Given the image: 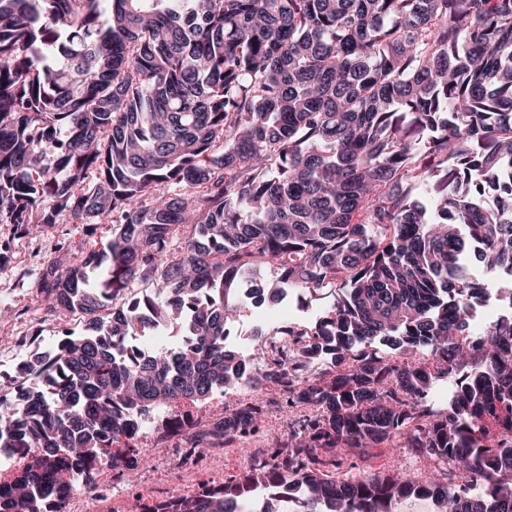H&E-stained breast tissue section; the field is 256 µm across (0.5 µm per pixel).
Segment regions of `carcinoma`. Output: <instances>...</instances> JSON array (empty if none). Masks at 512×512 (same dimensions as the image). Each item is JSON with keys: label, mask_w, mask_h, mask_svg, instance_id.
<instances>
[{"label": "carcinoma", "mask_w": 512, "mask_h": 512, "mask_svg": "<svg viewBox=\"0 0 512 512\" xmlns=\"http://www.w3.org/2000/svg\"><path fill=\"white\" fill-rule=\"evenodd\" d=\"M66 215L112 238L39 270L47 316L87 322L9 380L24 407L0 404V452L17 457L0 512H63L74 486L96 499L100 467L143 461L158 409L267 383L315 412L179 512H236L257 485L301 487L305 512L420 495L512 512V316L463 341L485 288L458 267L473 253L512 272V0H0V224L28 236ZM267 263L259 300L340 292L306 350L260 364L228 326ZM158 323L187 339L145 355L130 338ZM417 351L457 379L446 412L425 404ZM265 409L244 401L209 427L176 411L155 433L194 439L196 461ZM387 443L451 470L323 471Z\"/></svg>", "instance_id": "obj_1"}]
</instances>
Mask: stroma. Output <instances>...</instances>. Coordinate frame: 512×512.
I'll return each instance as SVG.
<instances>
[{
    "label": "stroma",
    "instance_id": "obj_1",
    "mask_svg": "<svg viewBox=\"0 0 512 512\" xmlns=\"http://www.w3.org/2000/svg\"><path fill=\"white\" fill-rule=\"evenodd\" d=\"M112 235V227L98 224L86 227L71 223L69 218L36 236L16 234L12 225L0 224V239L9 241L13 260L0 266V308H19V316L11 321H0V356L23 351L31 352L27 338L32 329H41L43 335L59 327L60 321L46 317V303L38 294L37 273L41 262L57 256L80 257L99 249ZM263 398L267 404L260 432L251 438L225 445L197 470L199 482L219 485L238 476L247 462L264 449L272 447L277 438L287 433L292 415L281 403L279 387L266 389ZM140 445L146 455L140 466L124 475L112 478V507L114 512H127L134 497L144 500L162 499L172 494L181 476L177 459L180 451L170 445L157 443L154 433L141 435ZM385 472L400 470L415 478L430 476L435 465L427 458H415L400 448L385 446L368 449L367 453L343 461L329 468V475L348 478L363 471Z\"/></svg>",
    "mask_w": 512,
    "mask_h": 512
}]
</instances>
